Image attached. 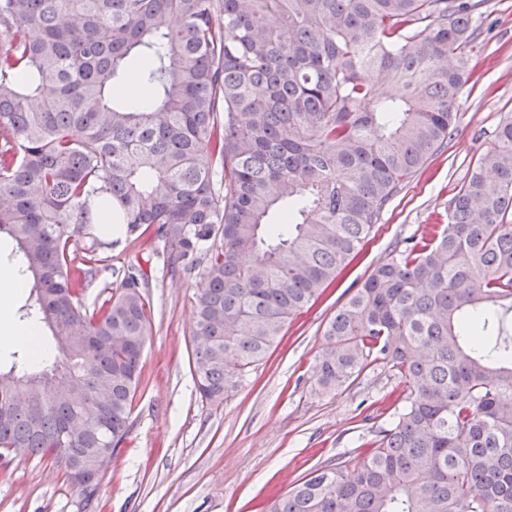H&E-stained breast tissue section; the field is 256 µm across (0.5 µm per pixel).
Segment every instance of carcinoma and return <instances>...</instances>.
Listing matches in <instances>:
<instances>
[{"label": "carcinoma", "instance_id": "1", "mask_svg": "<svg viewBox=\"0 0 512 512\" xmlns=\"http://www.w3.org/2000/svg\"><path fill=\"white\" fill-rule=\"evenodd\" d=\"M485 0H0V235L60 337L0 370V458L50 457L86 504L130 431L149 335L139 261L98 311L104 211L152 230L194 276L192 367L221 404L357 256L402 182L451 138ZM133 55L151 59L132 72ZM153 91L137 104L117 90ZM314 385L369 364L401 406L361 461L321 466L266 512H512V115L448 204L395 246L327 323ZM62 376L32 414L18 381ZM84 426L63 455L64 432Z\"/></svg>", "mask_w": 512, "mask_h": 512}]
</instances>
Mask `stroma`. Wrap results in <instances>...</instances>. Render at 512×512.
I'll return each mask as SVG.
<instances>
[{
    "instance_id": "obj_1",
    "label": "stroma",
    "mask_w": 512,
    "mask_h": 512,
    "mask_svg": "<svg viewBox=\"0 0 512 512\" xmlns=\"http://www.w3.org/2000/svg\"><path fill=\"white\" fill-rule=\"evenodd\" d=\"M485 29L473 53L477 75L460 95L448 144L390 200L360 256L309 311L291 320L280 344L222 404L201 402L191 371L192 296L198 279L165 275L151 263V328L141 361L131 429L85 505L63 466L34 455L0 458V512H263L311 470L364 458L387 426L385 397L397 380L383 365L365 368L332 394L314 391L312 368L336 310L360 288L397 242L418 238L444 218L451 197L512 113V0H487ZM148 238L120 240L107 269L83 292L87 308L107 299L104 286Z\"/></svg>"
}]
</instances>
